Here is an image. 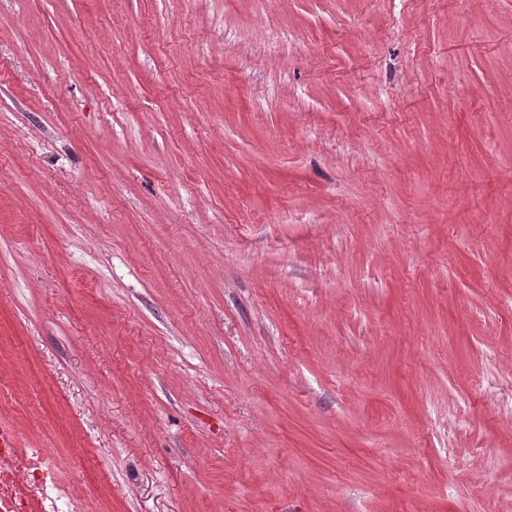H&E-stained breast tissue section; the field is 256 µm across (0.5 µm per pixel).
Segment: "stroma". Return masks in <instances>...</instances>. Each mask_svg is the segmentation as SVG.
<instances>
[{
	"label": "stroma",
	"instance_id": "1",
	"mask_svg": "<svg viewBox=\"0 0 512 512\" xmlns=\"http://www.w3.org/2000/svg\"><path fill=\"white\" fill-rule=\"evenodd\" d=\"M87 512H512V0H0V418Z\"/></svg>",
	"mask_w": 512,
	"mask_h": 512
}]
</instances>
